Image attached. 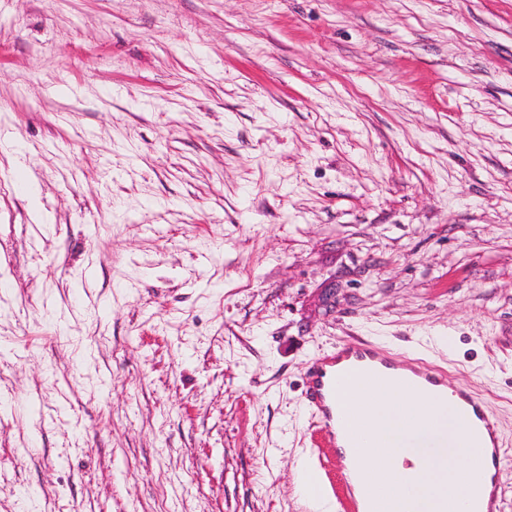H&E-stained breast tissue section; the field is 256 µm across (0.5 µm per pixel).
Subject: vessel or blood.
I'll return each instance as SVG.
<instances>
[{
    "label": "vessel or blood",
    "instance_id": "b4317fda",
    "mask_svg": "<svg viewBox=\"0 0 512 512\" xmlns=\"http://www.w3.org/2000/svg\"><path fill=\"white\" fill-rule=\"evenodd\" d=\"M397 376L407 384L436 394L447 386L448 381L434 370L404 365L383 351L366 343H341L329 355L314 358L307 368L306 400L313 424L318 431L321 444L329 448L345 445L346 454L340 455L337 463L345 480L349 512H374L373 500L358 486L356 457L364 447L359 429L351 422V416L343 406V393L348 383L362 375ZM457 403L466 412L479 447L488 449L484 466L479 467L480 482H495L501 452L497 429L482 401L465 387L456 388Z\"/></svg>",
    "mask_w": 512,
    "mask_h": 512
}]
</instances>
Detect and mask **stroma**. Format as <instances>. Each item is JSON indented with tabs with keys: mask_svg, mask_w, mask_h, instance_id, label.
Listing matches in <instances>:
<instances>
[{
	"mask_svg": "<svg viewBox=\"0 0 512 512\" xmlns=\"http://www.w3.org/2000/svg\"><path fill=\"white\" fill-rule=\"evenodd\" d=\"M342 342L512 454V0H0V512H347ZM334 367L327 369L326 367ZM336 366L339 370L336 373ZM395 375L407 384L419 387L426 393L437 394L448 387V379L434 370L404 365L383 351L366 343H341L330 355L314 358L307 368L306 400L313 425L321 444L328 448H341L340 439L350 454H339L336 463L341 468L348 495L349 512H378L373 509V499L358 486L357 466L354 458L361 455L364 441L352 417L342 405L343 393L348 383L362 375ZM454 395L456 402L461 405L468 415L471 428L477 438V448H491L487 463L478 469L477 478L483 483L490 482L492 486L491 498L495 499L496 476L502 459L496 425L486 412L482 401L465 387L459 386L456 388ZM301 475V492L311 512H335L337 503L328 487L316 474L313 466L306 460L298 465Z\"/></svg>",
	"mask_w": 512,
	"mask_h": 512,
	"instance_id": "obj_1",
	"label": "stroma"
}]
</instances>
